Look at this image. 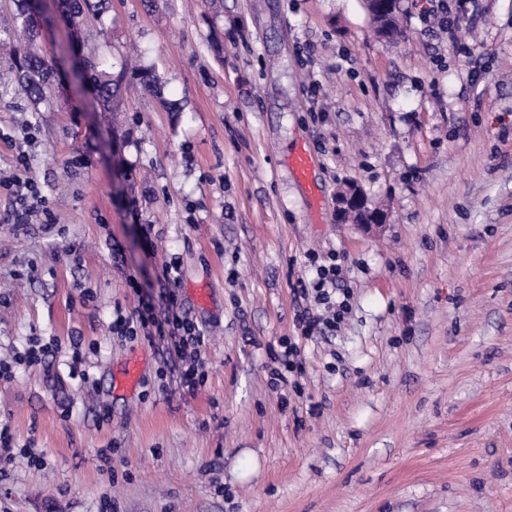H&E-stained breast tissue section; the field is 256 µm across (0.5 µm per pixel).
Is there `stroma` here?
Masks as SVG:
<instances>
[{
    "label": "stroma",
    "instance_id": "35a3bbf8",
    "mask_svg": "<svg viewBox=\"0 0 512 512\" xmlns=\"http://www.w3.org/2000/svg\"><path fill=\"white\" fill-rule=\"evenodd\" d=\"M431 7L400 0L386 38L363 0H108L76 31L42 0L34 45L65 95L35 116L1 99L0 127L36 121L28 175L57 227L0 223V359L56 348L0 381V512H512V0H469L451 37ZM85 43L117 70L137 49L160 95L99 111L72 71ZM346 182L383 205L376 232L337 223ZM311 253L338 256L350 310L305 340ZM172 255L210 339L192 395L165 343L110 329L159 302ZM285 338L302 366L274 389ZM289 163L296 177L303 182L312 179L314 170V157L306 144H299L289 158Z\"/></svg>",
    "mask_w": 512,
    "mask_h": 512
}]
</instances>
